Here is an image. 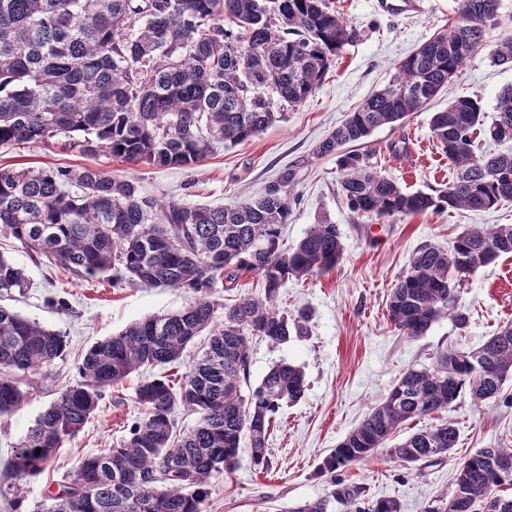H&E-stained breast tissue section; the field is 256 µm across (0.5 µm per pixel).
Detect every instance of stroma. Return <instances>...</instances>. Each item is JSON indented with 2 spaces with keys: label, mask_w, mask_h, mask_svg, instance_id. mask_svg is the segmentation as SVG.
I'll return each instance as SVG.
<instances>
[{
  "label": "stroma",
  "mask_w": 512,
  "mask_h": 512,
  "mask_svg": "<svg viewBox=\"0 0 512 512\" xmlns=\"http://www.w3.org/2000/svg\"><path fill=\"white\" fill-rule=\"evenodd\" d=\"M360 33L343 48L322 85L287 118L235 146L218 147L190 167H155L102 153L87 156L56 143L0 147V168H98L133 177L145 194L186 205L221 206L262 194L288 165L299 168L292 208L282 236L296 244L311 224L325 218L338 224L345 253L325 273L289 279L281 293L288 311L308 309V336L281 345L253 342L249 387H256L277 363L300 367L307 388L303 397L284 405L268 440L271 468L259 472L251 462L248 441H241L234 470L212 479L205 512H266L267 508L324 496L331 477L318 468L371 407L380 403L407 368L430 364L441 346L475 348L498 327L512 322V254L469 275L457 304L469 315L466 328L451 318L435 323L417 339L399 334L387 317V298L405 271L410 255L421 245L451 246L464 229L476 224H512V202L486 211L445 209L421 216L375 219L349 210L339 193V170L332 156L315 157L314 148L373 91L395 74L397 63L446 28L456 16L457 0H422L419 11L391 15L377 0H330ZM501 24L489 30L483 46L458 77L400 125L376 129L368 140L381 174L409 192L432 193L447 187L454 167L430 130L432 113L451 99H478L486 117H493L500 92L512 86V68L494 64L491 53L504 34L512 32V0H498ZM0 253L24 269L30 286L0 304L60 331L64 354L44 373L41 389L11 416L0 419V469L59 389L74 384L77 368L96 341L118 333L149 316L188 306L193 296L183 290L121 283L102 275L79 277L33 256L19 242L0 237ZM51 297L68 306L48 305ZM139 374L106 393L100 409L81 432L67 440L53 466L29 486L28 500L41 501L51 481L75 469L88 455L120 443L140 409L135 401ZM459 441L443 461L411 470L386 450L369 460L337 470L335 477L363 483L370 498L393 497L403 512H423L436 497L451 491L458 466L479 448L512 446V380L494 401L477 406L462 395L447 412Z\"/></svg>",
  "instance_id": "stroma-1"
}]
</instances>
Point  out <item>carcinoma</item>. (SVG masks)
<instances>
[{
	"label": "carcinoma",
	"instance_id": "cac0c4a2",
	"mask_svg": "<svg viewBox=\"0 0 512 512\" xmlns=\"http://www.w3.org/2000/svg\"><path fill=\"white\" fill-rule=\"evenodd\" d=\"M500 25L496 0H459L455 21L396 65L393 79L371 93L313 151L336 156L340 191L361 216L390 218L445 208L483 211L512 200V153L476 155L472 135L512 141V88L498 99L490 124L480 101L458 97L430 125L455 175L433 196L407 192L371 163L364 144L379 127L423 110ZM358 33L328 0H0V146L64 137L86 155L108 153L151 166H190L218 146L242 143L285 118L284 109L312 97L342 48ZM494 63L512 66V36ZM297 167L280 171L254 198L224 206H188L143 194L138 182L97 168H0V234L77 276L110 274L115 284L182 288L186 308L136 321L93 344L79 380L62 388L14 448L0 499L11 512H204L211 479L231 471L242 436L256 469L269 468L273 416L306 389L302 369L281 362L243 394L250 342L273 345L308 334L309 314L277 305L289 278L324 272L342 259L338 225L321 220L283 247ZM512 254V224L462 232L451 250L424 244L387 302L389 320L416 339L440 319L467 324L456 304L467 275ZM246 272L263 295L224 308L213 290ZM29 287L24 270L0 254V295ZM208 339L174 381L155 369L181 364L203 332ZM65 337L0 305V418L40 387L61 358ZM145 369L135 389L139 419L118 446L86 457L34 509L30 483L66 440L99 409L105 393ZM512 379V324L476 349L440 347L431 366L410 368L384 402L336 445L319 466L331 475L327 494L277 512H401L396 498L372 499L337 470L368 460L402 426L453 408L461 394L495 400ZM197 415L177 431L179 410ZM453 423L410 433L389 453L405 467L440 460L455 448ZM512 448H480L461 462L451 494L424 512H482L491 496L512 512Z\"/></svg>",
	"mask_w": 512,
	"mask_h": 512
}]
</instances>
